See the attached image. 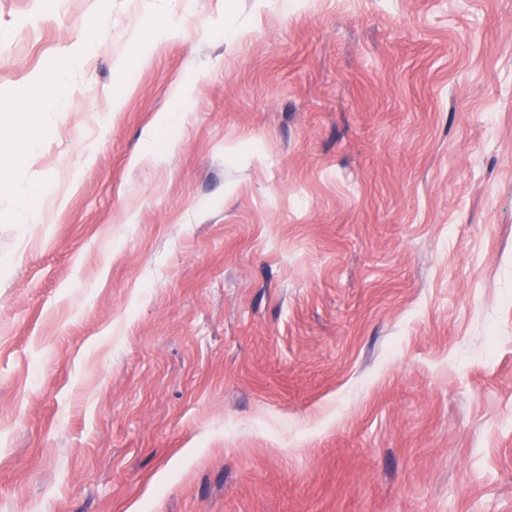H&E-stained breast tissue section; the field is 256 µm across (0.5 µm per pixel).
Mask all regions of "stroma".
Listing matches in <instances>:
<instances>
[{"mask_svg": "<svg viewBox=\"0 0 512 512\" xmlns=\"http://www.w3.org/2000/svg\"><path fill=\"white\" fill-rule=\"evenodd\" d=\"M101 6L0 0V512H512V0ZM14 114L13 120L26 125L38 136L46 132L52 123V116L49 112H17Z\"/></svg>", "mask_w": 512, "mask_h": 512, "instance_id": "1", "label": "stroma"}]
</instances>
